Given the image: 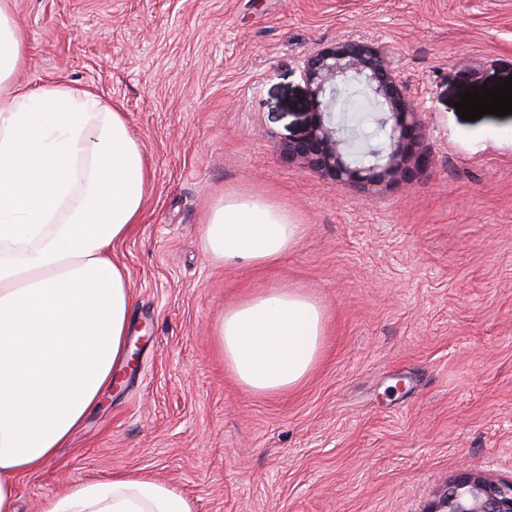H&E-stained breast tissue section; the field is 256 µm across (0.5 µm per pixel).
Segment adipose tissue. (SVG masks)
Masks as SVG:
<instances>
[{"label":"adipose tissue","mask_w":512,"mask_h":512,"mask_svg":"<svg viewBox=\"0 0 512 512\" xmlns=\"http://www.w3.org/2000/svg\"><path fill=\"white\" fill-rule=\"evenodd\" d=\"M25 47L10 0H0V512H16L17 478L53 459L126 356L132 296L111 250L141 220L149 172L110 103L66 84H17ZM300 233L287 211L250 196L225 198L202 226L206 251L227 265L270 264ZM324 334L322 305L288 288L241 300L217 326L225 365L259 394L298 385ZM41 512L196 506L126 472L74 483Z\"/></svg>","instance_id":"ef3b65f1"}]
</instances>
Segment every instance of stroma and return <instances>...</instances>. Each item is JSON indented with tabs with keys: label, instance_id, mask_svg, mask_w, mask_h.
<instances>
[{
	"label": "stroma",
	"instance_id": "35a3bbf8",
	"mask_svg": "<svg viewBox=\"0 0 512 512\" xmlns=\"http://www.w3.org/2000/svg\"><path fill=\"white\" fill-rule=\"evenodd\" d=\"M17 83L87 89L151 165L144 219L114 242L137 366L44 468L18 512L78 481L139 472L196 512H430L461 468L512 477V114L460 93L512 78V0H11ZM384 47L424 108L432 168L367 197L288 161L316 49ZM255 195L302 232L276 263L230 267L201 226ZM297 288L326 311L297 387L254 394L224 365L225 308Z\"/></svg>",
	"mask_w": 512,
	"mask_h": 512
}]
</instances>
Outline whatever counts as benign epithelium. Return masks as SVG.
I'll list each match as a JSON object with an SVG mask.
<instances>
[{
	"label": "benign epithelium",
	"instance_id": "benign-epithelium-1",
	"mask_svg": "<svg viewBox=\"0 0 512 512\" xmlns=\"http://www.w3.org/2000/svg\"><path fill=\"white\" fill-rule=\"evenodd\" d=\"M303 74L312 112L304 134L284 144L288 160L338 186L371 195L388 185L407 184L432 165V156L421 147L424 107L408 94L380 46L361 40L323 46L307 58ZM347 84L374 100L385 133L383 145L367 164L352 159L350 143L336 122V93ZM431 512H512V478L465 469L448 481Z\"/></svg>",
	"mask_w": 512,
	"mask_h": 512
}]
</instances>
